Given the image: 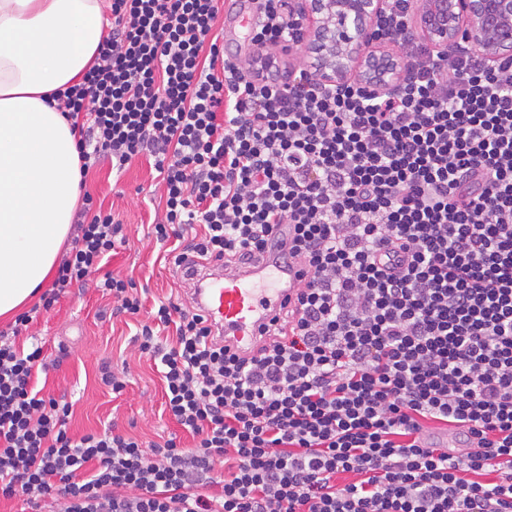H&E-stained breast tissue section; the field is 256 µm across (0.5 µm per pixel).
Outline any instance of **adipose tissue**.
Returning <instances> with one entry per match:
<instances>
[{"label":"adipose tissue","mask_w":512,"mask_h":512,"mask_svg":"<svg viewBox=\"0 0 512 512\" xmlns=\"http://www.w3.org/2000/svg\"><path fill=\"white\" fill-rule=\"evenodd\" d=\"M102 14L101 0H0V317L43 288L73 231L76 141L46 99L93 62Z\"/></svg>","instance_id":"adipose-tissue-1"}]
</instances>
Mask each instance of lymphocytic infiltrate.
I'll use <instances>...</instances> for the list:
<instances>
[{
  "label": "lymphocytic infiltrate",
  "instance_id": "1",
  "mask_svg": "<svg viewBox=\"0 0 512 512\" xmlns=\"http://www.w3.org/2000/svg\"><path fill=\"white\" fill-rule=\"evenodd\" d=\"M258 9L254 46L296 42L289 0ZM218 14V0H112L94 63L51 98L82 171L153 157V230L183 282L274 252L309 279L250 357L196 307L151 308L138 349L193 445L72 436L69 404L34 383L44 342L14 336L88 283L113 315L143 307L108 268L122 224L83 195L41 306L0 330V498L24 495L29 512H512V60L413 52L391 97L286 87L225 54Z\"/></svg>",
  "mask_w": 512,
  "mask_h": 512
}]
</instances>
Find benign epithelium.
Returning <instances> with one entry per match:
<instances>
[{"label":"benign epithelium","instance_id":"obj_1","mask_svg":"<svg viewBox=\"0 0 512 512\" xmlns=\"http://www.w3.org/2000/svg\"><path fill=\"white\" fill-rule=\"evenodd\" d=\"M302 38L296 53L325 86L353 81L372 94H390L408 77L393 41L377 26L386 0H295ZM403 25L412 40L441 58L460 44L488 65L512 59V0H415Z\"/></svg>","mask_w":512,"mask_h":512}]
</instances>
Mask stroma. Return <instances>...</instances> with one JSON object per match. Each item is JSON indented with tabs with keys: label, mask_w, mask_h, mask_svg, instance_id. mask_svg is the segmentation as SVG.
Masks as SVG:
<instances>
[{
	"label": "stroma",
	"mask_w": 512,
	"mask_h": 512,
	"mask_svg": "<svg viewBox=\"0 0 512 512\" xmlns=\"http://www.w3.org/2000/svg\"><path fill=\"white\" fill-rule=\"evenodd\" d=\"M85 181L95 203L112 211L129 235L126 249L110 261V270L132 277L148 300L172 297L189 302L188 288L165 263L164 249L151 234L152 224L162 214L152 199L160 182L153 159L138 156L119 174L103 161L89 170ZM135 332V321L113 316L111 299L101 297L92 287L72 289L45 317L30 325L27 335L45 337L48 345L61 344L68 351L59 365L39 372L36 383L71 403V434L80 436L113 423L119 431L161 444L176 431V424L162 412L159 370L153 359L133 346ZM105 361L126 367L121 394H113L99 380L98 368Z\"/></svg>",
	"instance_id": "35a3bbf8"
}]
</instances>
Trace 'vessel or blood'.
<instances>
[{"mask_svg":"<svg viewBox=\"0 0 512 512\" xmlns=\"http://www.w3.org/2000/svg\"><path fill=\"white\" fill-rule=\"evenodd\" d=\"M309 274L300 264L266 257L245 270L208 276L197 294L202 312L224 334V341L251 354L284 307L293 305L298 287Z\"/></svg>","mask_w":512,"mask_h":512,"instance_id":"vessel-or-blood-1","label":"vessel or blood"}]
</instances>
